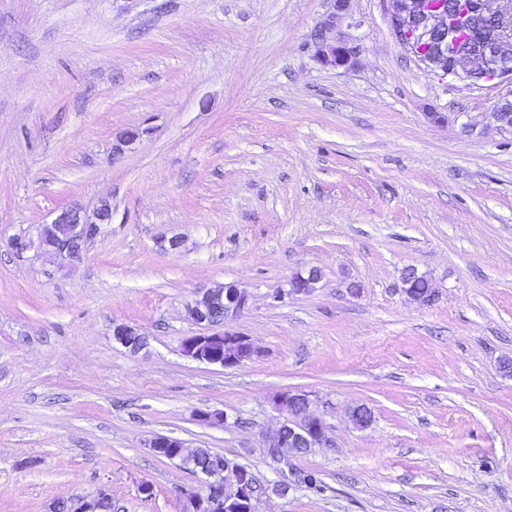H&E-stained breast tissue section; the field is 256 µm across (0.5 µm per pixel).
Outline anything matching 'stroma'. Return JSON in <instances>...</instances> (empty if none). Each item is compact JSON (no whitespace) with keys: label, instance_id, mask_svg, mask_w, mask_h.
<instances>
[{"label":"stroma","instance_id":"35a3bbf8","mask_svg":"<svg viewBox=\"0 0 512 512\" xmlns=\"http://www.w3.org/2000/svg\"><path fill=\"white\" fill-rule=\"evenodd\" d=\"M390 10L0 0V512L101 487L115 512H184L205 477L153 455L157 434L247 467L257 512H512V127L495 117L512 83L428 68ZM104 198L112 223L76 269L9 249ZM409 268L434 302L406 296ZM218 283L249 293L227 327L262 351L224 370L181 350L187 304ZM287 389L336 442L291 461L323 491L273 490L262 437ZM217 409L226 425L198 420ZM113 338L131 352H137L146 345V336L138 329L125 323L116 324L112 330Z\"/></svg>","mask_w":512,"mask_h":512}]
</instances>
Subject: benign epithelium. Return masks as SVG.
I'll return each instance as SVG.
<instances>
[{"instance_id":"1","label":"benign epithelium","mask_w":512,"mask_h":512,"mask_svg":"<svg viewBox=\"0 0 512 512\" xmlns=\"http://www.w3.org/2000/svg\"><path fill=\"white\" fill-rule=\"evenodd\" d=\"M488 0H390L391 22L397 41L419 61L462 79L476 75L481 82L512 80V55L505 52L512 44V0H498L499 6L492 10ZM465 11L466 17L478 18L493 28L495 36L476 50L460 51L468 40L462 35H472L467 26L452 28L449 16ZM347 54L345 46L329 45L321 51V59L327 64H343ZM112 223V206L107 199L99 201L88 216L78 205L55 211L51 222L34 227L38 247L44 254L75 265L83 256L75 244L89 238L96 239L106 234ZM318 269L308 270L309 276L300 275L290 280L291 294H308L318 282ZM249 295L233 284H218L197 293L188 305L193 321L198 325H223L234 320L248 306ZM113 338L132 352L146 345V336L138 329L119 323L112 330ZM182 352L192 360L207 366L231 368L258 355V351L243 334L226 329L221 334H195L186 337L181 344ZM313 401L305 393L284 391L273 398V407L282 420L278 427L264 436L262 447L273 451L275 463L288 464L290 457L308 454L315 448L333 446L331 433L324 418L312 412ZM349 417L357 428H365L372 422L369 408L357 405L350 409ZM154 454L163 448L174 449V459L185 465L192 464L195 452L188 450L181 440L157 434L146 444ZM213 466L204 472L211 478L202 492H192L188 499L192 512H254L253 501L266 493V488L249 476V471L213 453ZM112 496L106 489L69 504L70 512H105Z\"/></svg>"}]
</instances>
